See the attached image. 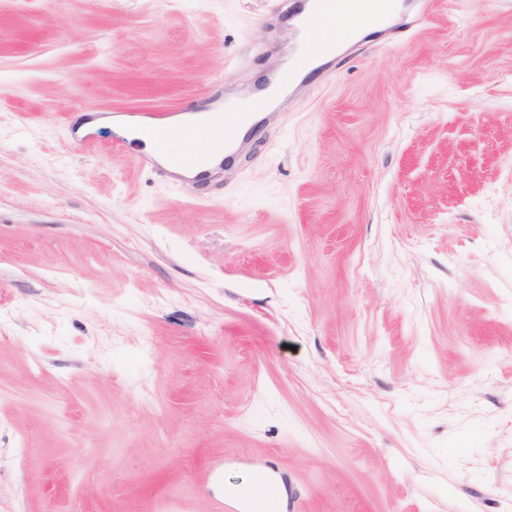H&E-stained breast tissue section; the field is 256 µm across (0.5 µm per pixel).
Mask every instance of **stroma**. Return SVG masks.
Wrapping results in <instances>:
<instances>
[{
    "mask_svg": "<svg viewBox=\"0 0 512 512\" xmlns=\"http://www.w3.org/2000/svg\"><path fill=\"white\" fill-rule=\"evenodd\" d=\"M275 0H0V512H512V0L361 46L206 202L75 145L164 112ZM271 479L260 474L249 494H231L224 492V499L217 512H288L279 501L272 503L270 494Z\"/></svg>",
    "mask_w": 512,
    "mask_h": 512,
    "instance_id": "1",
    "label": "stroma"
}]
</instances>
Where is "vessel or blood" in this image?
Here are the masks:
<instances>
[{
	"label": "vessel or blood",
	"mask_w": 512,
	"mask_h": 512,
	"mask_svg": "<svg viewBox=\"0 0 512 512\" xmlns=\"http://www.w3.org/2000/svg\"><path fill=\"white\" fill-rule=\"evenodd\" d=\"M442 0H291L289 8L298 17L286 49H271L270 78L265 87L236 85L219 77L199 93L187 96L169 112L129 110L124 114L123 132L114 144L130 154L139 170L156 174L179 185L194 198L203 199L219 187V175L208 166L207 154L187 152L185 144L200 140L210 151L232 163L248 143L245 135L251 120L262 117L276 122L278 104L294 102L307 95L310 86L303 73L318 67L333 76L341 58L357 50V37L382 14L414 8L404 27L411 30L435 15ZM218 512H285L270 494V479L259 475L251 493L225 494Z\"/></svg>",
	"instance_id": "1"
}]
</instances>
